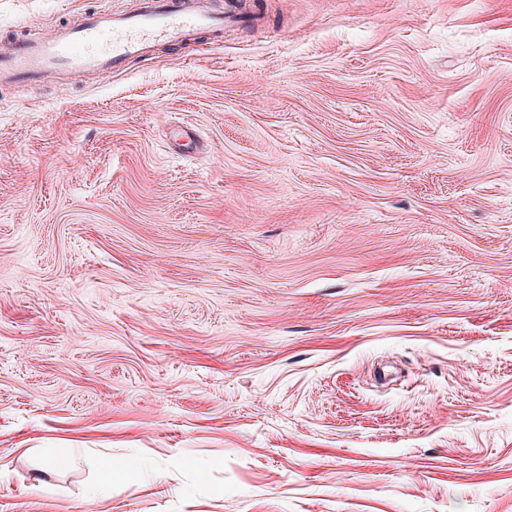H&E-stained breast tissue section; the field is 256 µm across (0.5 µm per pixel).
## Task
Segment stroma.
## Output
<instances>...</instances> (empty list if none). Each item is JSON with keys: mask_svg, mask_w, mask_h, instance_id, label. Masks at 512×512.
Returning a JSON list of instances; mask_svg holds the SVG:
<instances>
[{"mask_svg": "<svg viewBox=\"0 0 512 512\" xmlns=\"http://www.w3.org/2000/svg\"><path fill=\"white\" fill-rule=\"evenodd\" d=\"M254 3L0 86V512H512V0Z\"/></svg>", "mask_w": 512, "mask_h": 512, "instance_id": "35a3bbf8", "label": "stroma"}]
</instances>
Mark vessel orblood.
<instances>
[{
    "label": "vessel or blood",
    "mask_w": 512,
    "mask_h": 512,
    "mask_svg": "<svg viewBox=\"0 0 512 512\" xmlns=\"http://www.w3.org/2000/svg\"><path fill=\"white\" fill-rule=\"evenodd\" d=\"M248 0H135L131 8L87 13L47 32L25 29L0 38V83L37 80L49 73L109 75L127 59L200 34L220 37Z\"/></svg>",
    "instance_id": "vessel-or-blood-1"
}]
</instances>
